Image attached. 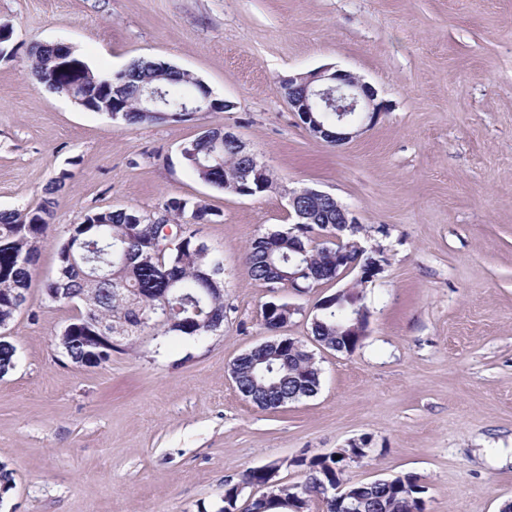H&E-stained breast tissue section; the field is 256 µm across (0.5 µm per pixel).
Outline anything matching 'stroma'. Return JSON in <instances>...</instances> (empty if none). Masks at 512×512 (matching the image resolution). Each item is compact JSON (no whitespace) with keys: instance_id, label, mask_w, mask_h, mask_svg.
Here are the masks:
<instances>
[{"instance_id":"35a3bbf8","label":"stroma","mask_w":512,"mask_h":512,"mask_svg":"<svg viewBox=\"0 0 512 512\" xmlns=\"http://www.w3.org/2000/svg\"><path fill=\"white\" fill-rule=\"evenodd\" d=\"M18 51L0 60V211L36 207L61 174L23 309L9 326L16 364L0 377V465L14 478L0 512H220L224 479L291 466L365 442L345 478L405 474L428 512L512 504V0H0ZM65 42L93 67L137 59L192 72L228 110L129 126L25 73L38 43ZM326 66L360 75L385 110L337 147L313 137L279 80ZM220 127L271 170L241 197L193 175L181 149ZM332 194L386 261L362 288L367 335L352 354L314 342L323 297L354 274L270 292L244 265L251 242L285 231L288 194ZM203 200L198 238L219 251L224 326L197 341L138 331L96 367L55 339L75 314L48 302L57 242L91 210L152 216ZM300 312L274 333L261 308ZM282 334L321 369L316 395L275 412L229 374L240 354Z\"/></svg>"}]
</instances>
